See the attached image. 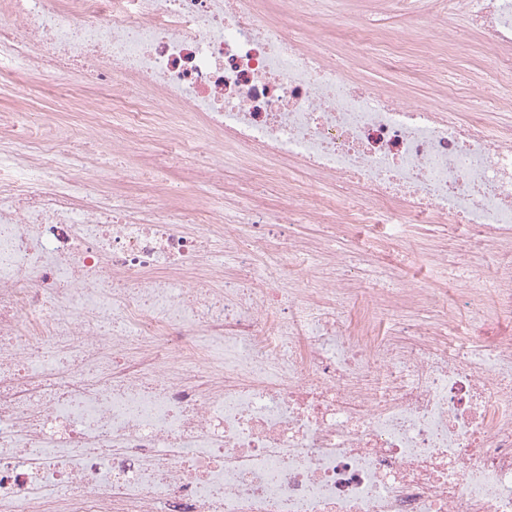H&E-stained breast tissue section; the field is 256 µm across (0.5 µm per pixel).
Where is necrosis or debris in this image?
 <instances>
[{
	"label": "necrosis or debris",
	"mask_w": 512,
	"mask_h": 512,
	"mask_svg": "<svg viewBox=\"0 0 512 512\" xmlns=\"http://www.w3.org/2000/svg\"><path fill=\"white\" fill-rule=\"evenodd\" d=\"M264 2L0 0V71L77 114L0 108V512H512V262L440 239L450 307L371 247L446 222L511 247L512 125L357 80L310 0ZM458 13L511 87L512 0H435L385 38L454 41ZM80 139L134 159L121 207ZM188 159L234 169L248 213L263 170L276 223L355 233L270 240L174 192Z\"/></svg>",
	"instance_id": "necrosis-or-debris-1"
}]
</instances>
